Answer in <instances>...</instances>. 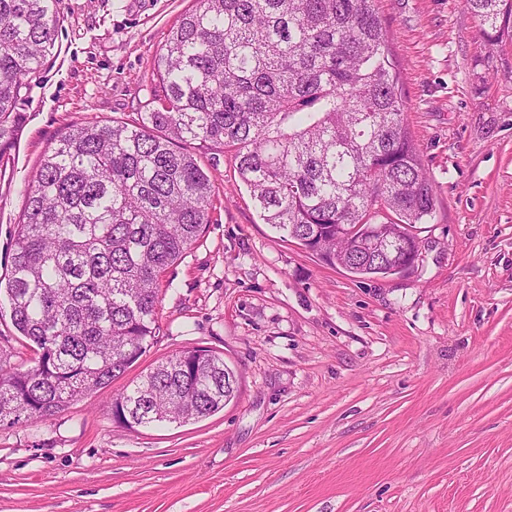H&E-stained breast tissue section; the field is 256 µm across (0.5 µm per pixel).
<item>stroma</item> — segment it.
I'll return each mask as SVG.
<instances>
[{
	"label": "stroma",
	"instance_id": "35a3bbf8",
	"mask_svg": "<svg viewBox=\"0 0 512 512\" xmlns=\"http://www.w3.org/2000/svg\"><path fill=\"white\" fill-rule=\"evenodd\" d=\"M192 0H61L55 48L0 157V276L66 127L133 123ZM436 211L416 266L360 279L265 224L228 152L188 151L210 222L160 278L159 330L122 376L48 420L0 426V512H512V38L466 0H378ZM238 391L129 429L113 396L186 348Z\"/></svg>",
	"mask_w": 512,
	"mask_h": 512
}]
</instances>
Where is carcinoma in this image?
<instances>
[{
  "label": "carcinoma",
  "instance_id": "cac0c4a2",
  "mask_svg": "<svg viewBox=\"0 0 512 512\" xmlns=\"http://www.w3.org/2000/svg\"><path fill=\"white\" fill-rule=\"evenodd\" d=\"M490 40L512 0H466ZM59 0H0V154L54 49ZM375 0H194L155 64L161 93L134 125L67 128L43 155L12 240L4 292L34 366L0 361V425L47 420L107 385L156 336L164 271L209 224L212 185L184 145L234 154L266 224L331 266L395 274L367 255L385 218L406 234L435 209L407 127L399 65ZM224 358L182 350L112 399L128 428L206 417L235 397Z\"/></svg>",
  "mask_w": 512,
  "mask_h": 512
}]
</instances>
